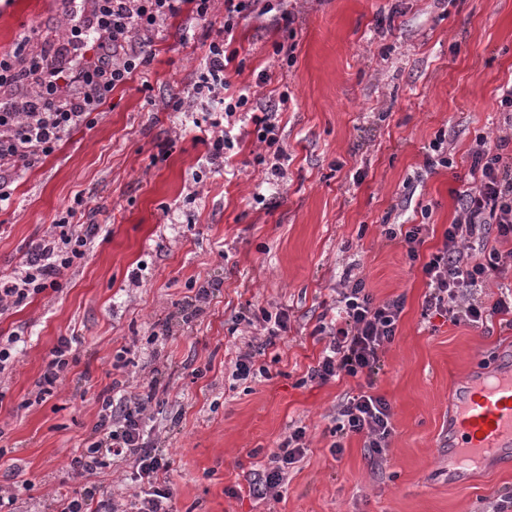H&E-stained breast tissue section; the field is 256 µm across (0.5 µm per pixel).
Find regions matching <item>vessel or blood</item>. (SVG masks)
Returning a JSON list of instances; mask_svg holds the SVG:
<instances>
[{
  "label": "vessel or blood",
  "mask_w": 512,
  "mask_h": 512,
  "mask_svg": "<svg viewBox=\"0 0 512 512\" xmlns=\"http://www.w3.org/2000/svg\"><path fill=\"white\" fill-rule=\"evenodd\" d=\"M448 434V480L466 482L489 458L512 453V368H487L463 380Z\"/></svg>",
  "instance_id": "b4317fda"
}]
</instances>
